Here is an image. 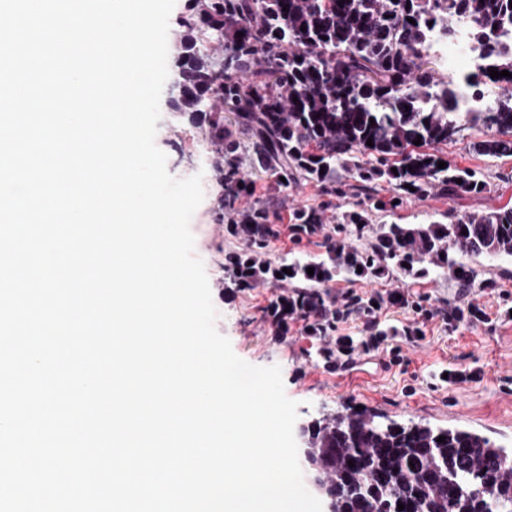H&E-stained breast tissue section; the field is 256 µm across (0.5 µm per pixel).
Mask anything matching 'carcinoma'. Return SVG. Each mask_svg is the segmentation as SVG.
Here are the masks:
<instances>
[{
  "label": "carcinoma",
  "mask_w": 512,
  "mask_h": 512,
  "mask_svg": "<svg viewBox=\"0 0 512 512\" xmlns=\"http://www.w3.org/2000/svg\"><path fill=\"white\" fill-rule=\"evenodd\" d=\"M189 9L204 61L175 58L178 97L221 142L215 157L224 184L220 206L239 243L224 254V269L240 288L266 280L281 288L265 308L275 332L284 335L300 320L307 335L325 337L355 314L409 306L414 299L407 294L352 291L339 300L330 285L419 278L431 266L472 297L468 305L450 302L438 310L448 326L479 323L473 296L493 282L456 255L512 259V206L453 210L446 223L374 227L370 216L438 192L450 199L486 192L476 171L437 165L444 160L439 146L464 125L484 132L470 144L473 152L512 156V76L488 72L512 73V52L493 50L497 29L512 22V0H190ZM461 22L471 24L469 48L480 52L479 60L458 80L436 78L427 67L436 57L428 30L442 26L451 39ZM217 96L231 115L229 128L208 117ZM239 132L250 137L252 168L285 191L305 180L342 196L343 171L366 187L360 209L332 227L321 206L294 213L295 241L323 236V256L277 265L264 258L280 230L270 201L252 199V184L239 177ZM375 181L388 186L389 196L379 195ZM244 198L252 202L239 204ZM304 431L311 457L336 491L334 512H512V448L474 430L402 425L348 407L323 414ZM440 436L445 440L437 441Z\"/></svg>",
  "instance_id": "1"
}]
</instances>
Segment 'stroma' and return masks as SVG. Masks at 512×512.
I'll use <instances>...</instances> for the list:
<instances>
[{
    "mask_svg": "<svg viewBox=\"0 0 512 512\" xmlns=\"http://www.w3.org/2000/svg\"><path fill=\"white\" fill-rule=\"evenodd\" d=\"M160 111L155 143L167 157L169 173L177 179L197 174L202 177L204 198L190 228L195 239L194 254L204 263L217 311L216 328L230 340L239 358L255 366L281 367L285 393L298 404V424L324 411L361 405L401 423L463 426L496 443L512 446V319L505 315L512 308L511 259L460 258L480 278L494 283L478 298L488 322L464 325L452 332L435 317L422 322V338L392 339V346L401 351L400 363L369 364L358 351L353 368L328 370L320 358L324 339L304 335L298 323L292 325L288 335H275L264 317L275 292L273 284L261 283L242 292L225 287L224 253L234 248L236 241L227 233V221L217 205L222 188L208 167L211 147L201 128L188 116L171 112L165 101ZM482 136L477 128L462 130L441 151L451 164L480 171L489 185L488 192L456 200L444 195L423 201L412 199L395 213L373 212L372 224H424L442 220L451 209L477 213L512 202V157L472 152L471 142ZM361 198V192L354 189L339 197L320 184L298 183L274 205V221L281 234L270 242L268 260L278 261L293 250L289 227L295 210L325 206L334 225L344 213L356 210ZM332 289L338 294L350 290L360 294L404 290L423 299L426 308L433 311L444 301L458 297L455 283L435 274L420 279L401 276L351 284L340 281ZM461 370L474 371V378L463 383L447 381V374Z\"/></svg>",
    "mask_w": 512,
    "mask_h": 512,
    "instance_id": "1",
    "label": "stroma"
}]
</instances>
